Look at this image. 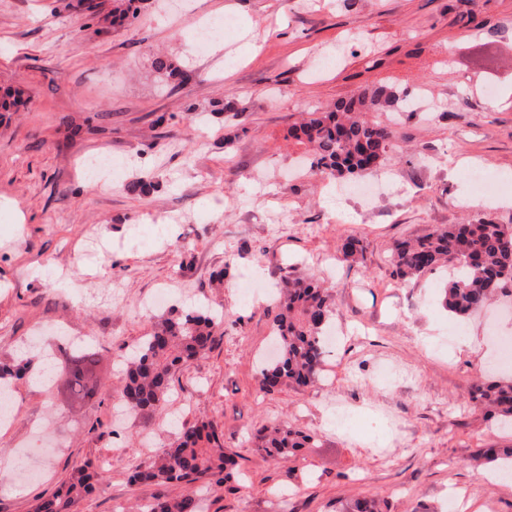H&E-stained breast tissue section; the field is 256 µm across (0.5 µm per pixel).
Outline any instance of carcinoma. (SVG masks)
Wrapping results in <instances>:
<instances>
[{
    "label": "carcinoma",
    "instance_id": "1",
    "mask_svg": "<svg viewBox=\"0 0 512 512\" xmlns=\"http://www.w3.org/2000/svg\"><path fill=\"white\" fill-rule=\"evenodd\" d=\"M138 9L136 0H115V18L121 22L134 17ZM406 98L407 94L399 95L385 85L367 88L329 110L307 113L292 137L310 147L311 168L330 176L363 177L383 165L396 138L393 128L369 120L367 113L396 104L402 108ZM390 263L392 275L401 281L440 268L452 269L444 304L464 317L486 305L503 283L512 281V230L492 220L452 224L414 240L396 242ZM331 316L329 294L317 280L282 282L272 320L276 353L263 363L260 390L269 391L286 381L306 386L315 379ZM218 325L216 318L203 310L163 319L126 361L124 386L117 400L135 413L162 407L176 371L210 348ZM96 365V353L89 347L54 363L55 369L65 370L63 387L69 398L83 400L92 395ZM471 399L500 424L512 425V381L478 383L472 387ZM254 439L268 457L290 461L309 444L311 436L279 424L258 431ZM478 459L512 470V448L491 445L480 450ZM236 476L235 462L224 454L214 425L200 421L182 425L173 442L135 467L129 481L133 486L199 482L212 489ZM98 483L99 474L90 463L77 464L50 496L37 500L34 512H72ZM200 508L194 492L177 499L158 494L147 512H200ZM346 512L383 510L378 501L364 498L348 504Z\"/></svg>",
    "mask_w": 512,
    "mask_h": 512
}]
</instances>
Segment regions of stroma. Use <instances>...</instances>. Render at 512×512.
<instances>
[{"label":"stroma","instance_id":"stroma-1","mask_svg":"<svg viewBox=\"0 0 512 512\" xmlns=\"http://www.w3.org/2000/svg\"><path fill=\"white\" fill-rule=\"evenodd\" d=\"M113 0H0V363L20 352L40 365L59 351L57 331L90 336L97 386L84 404L61 388L12 381V418L0 426V460L17 449L33 474L0 469V512H32L74 465L98 470V489L76 512H135L158 492L133 486L132 466L173 440L172 420L213 422L241 471L207 512H340L356 498L386 512H512V481L475 463L486 445L512 446L470 399L478 380L512 377L457 338H512V282L492 307L458 323L433 272L393 278L394 243L450 224L490 218L512 229V0H142L137 18L112 23ZM226 11L233 33L195 46L198 28ZM496 34L481 30L482 19ZM359 32L360 43L347 40ZM259 50H252V43ZM377 59L369 64L365 48ZM333 63L317 69L320 56ZM188 80L165 79L156 59ZM424 93L428 112L372 118L396 142L378 177L392 192L372 202L342 196L350 179L291 175L308 148L290 132L305 113L366 87ZM242 113L227 119L222 109ZM163 125H156L157 117ZM491 172L485 193L472 167ZM148 177L162 185L144 195ZM504 197V206H489ZM169 226L158 236V223ZM360 241L343 258L344 238ZM223 274V285L214 277ZM320 279L332 329L315 382L258 386L272 341L268 293L288 278ZM172 292V312L221 315L211 349L177 372L167 409L115 417L120 364L162 313L145 301ZM408 363L390 390L370 383L377 361ZM351 399L363 416L336 428L327 407ZM285 423L310 435L299 458L276 462L252 434Z\"/></svg>","mask_w":512,"mask_h":512}]
</instances>
